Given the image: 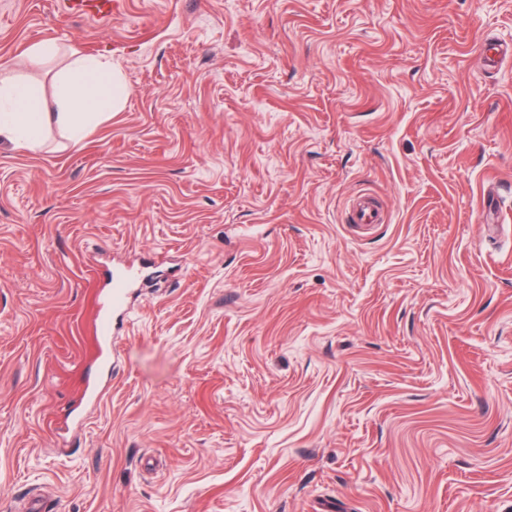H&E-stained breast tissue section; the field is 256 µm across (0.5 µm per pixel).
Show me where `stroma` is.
<instances>
[{
	"label": "stroma",
	"mask_w": 512,
	"mask_h": 512,
	"mask_svg": "<svg viewBox=\"0 0 512 512\" xmlns=\"http://www.w3.org/2000/svg\"><path fill=\"white\" fill-rule=\"evenodd\" d=\"M512 0H0V74L130 94L0 144V508L512 512ZM58 56L30 70L34 44ZM361 195L377 224L345 221ZM151 268L112 341L109 271ZM119 2L112 0H71L68 2L70 14L75 16L112 17V9L118 8Z\"/></svg>",
	"instance_id": "obj_1"
}]
</instances>
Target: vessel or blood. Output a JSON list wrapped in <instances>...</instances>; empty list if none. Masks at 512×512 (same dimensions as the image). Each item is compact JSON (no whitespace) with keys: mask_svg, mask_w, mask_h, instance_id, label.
Returning a JSON list of instances; mask_svg holds the SVG:
<instances>
[{"mask_svg":"<svg viewBox=\"0 0 512 512\" xmlns=\"http://www.w3.org/2000/svg\"><path fill=\"white\" fill-rule=\"evenodd\" d=\"M116 0H69L68 10L75 16H111L117 9ZM140 276L137 268L128 267L111 272L102 291L96 314V332L101 344L102 368H109L112 358V336L117 329V319L124 312L127 297Z\"/></svg>","mask_w":512,"mask_h":512,"instance_id":"vessel-or-blood-1","label":"vessel or blood"}]
</instances>
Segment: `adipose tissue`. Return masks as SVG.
<instances>
[{
	"label": "adipose tissue",
	"instance_id": "1",
	"mask_svg": "<svg viewBox=\"0 0 512 512\" xmlns=\"http://www.w3.org/2000/svg\"><path fill=\"white\" fill-rule=\"evenodd\" d=\"M60 90L53 111H46L29 85L22 81L0 84V142L35 151L50 124L82 140L96 118L119 111L129 95L122 74L108 60L75 52L58 74Z\"/></svg>",
	"mask_w": 512,
	"mask_h": 512
}]
</instances>
